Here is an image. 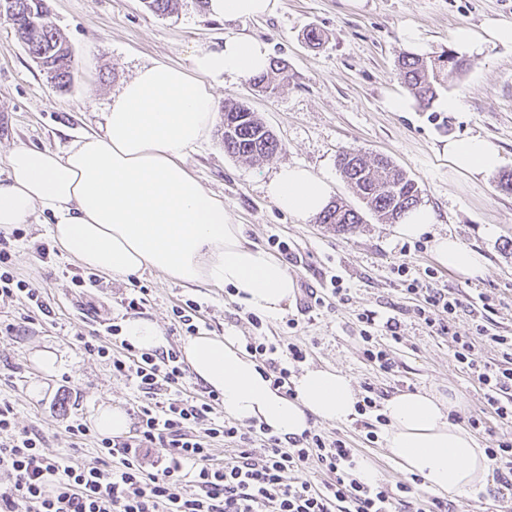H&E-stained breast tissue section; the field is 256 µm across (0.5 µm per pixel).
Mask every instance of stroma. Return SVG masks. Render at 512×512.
Here are the masks:
<instances>
[{"label":"stroma","mask_w":512,"mask_h":512,"mask_svg":"<svg viewBox=\"0 0 512 512\" xmlns=\"http://www.w3.org/2000/svg\"><path fill=\"white\" fill-rule=\"evenodd\" d=\"M50 19L66 38L76 63L71 86L51 87L45 72L0 19V178L5 158L16 146L66 150L74 138L97 128L112 92L151 60L191 68L200 50L223 47L224 37L240 31L264 40L269 56L288 66V78L274 93L256 91L246 80L216 86V103L232 96L263 118L283 148L272 157L246 162L229 156L218 132L186 159V167L202 185L224 202L235 220L244 224L250 240L267 245L270 236L288 243L286 265L299 288L285 314L264 318L254 328L248 309L227 291L200 288L173 280L154 270L137 279H101L98 286L79 290L70 278L79 264L52 250L40 261L35 248L51 244L50 218L40 215L26 228L14 249L15 274L42 289L50 315L28 312L22 300L0 303V324L15 332H0V402L13 405L20 425L37 424L49 456L67 455L81 465L94 463L96 439L80 448L70 446L67 419L92 420L99 407L133 411L135 385L113 375L109 363L88 357L73 343L76 331L104 329L121 315L120 301L134 284L149 288L143 317L157 322L170 345H180L184 330L175 328L172 308L186 300L200 307L199 329L213 336L232 333L248 339L255 333L292 342L305 349L304 363L291 364L293 374L304 367L330 366L348 374L356 390L373 386L380 398L398 392L432 389L458 398V424L481 416L486 398L454 356L451 338L429 334L418 323L417 296L402 289L396 273L408 263L411 276L437 268L439 281L464 303L477 293L490 296L494 333L512 336V193L501 191L497 174L473 182L452 183L448 167L437 156L442 140L451 135L480 134L502 149L504 170L512 171V49L486 47L461 72L443 71L439 94H455L463 111L448 113L435 106H413L392 112L385 105L391 92L401 90L398 59L405 52L399 28L416 25L426 38L430 56L451 49V31L458 25L480 27L487 19L512 17V0H279L273 16L245 22L210 17L193 0H180L174 13L157 16L141 0H45ZM324 35L320 47L304 40L308 28ZM357 147L383 154L416 180L423 204L437 209L440 222L433 233L448 234L480 249L488 274L478 282L462 280L438 267L430 247L408 249L395 227L372 215L348 233L316 219L299 220L277 209L263 191L280 165L301 164L325 179L332 198L362 209L343 182L336 156ZM347 290L346 300L328 292L331 275ZM322 290L323 306L308 308L303 289ZM373 310L401 323V341L380 337L398 362L396 373L381 371L366 360L356 331L359 313ZM295 327H288V320ZM38 351L55 357L53 371L34 360ZM364 416L345 423H320V430L345 440L356 456L369 457L380 482L393 485L408 476L386 456L383 440L365 439Z\"/></svg>","instance_id":"35a3bbf8"}]
</instances>
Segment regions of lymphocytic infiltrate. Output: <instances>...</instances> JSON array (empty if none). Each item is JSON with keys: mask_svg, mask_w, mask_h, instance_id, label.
Returning <instances> with one entry per match:
<instances>
[{"mask_svg": "<svg viewBox=\"0 0 512 512\" xmlns=\"http://www.w3.org/2000/svg\"><path fill=\"white\" fill-rule=\"evenodd\" d=\"M24 236L20 228L0 232V302L22 296L29 308L46 315L50 307L41 291L11 268L13 244ZM396 272L405 279L406 293L422 299L416 318L430 334L452 339L457 361L485 393L490 416L511 425L512 336L492 333L482 323L460 330L462 303L440 287L433 269L413 278L403 262ZM400 328L398 319L372 310L357 316L366 359L387 373L396 362L377 336L400 341ZM480 336L498 347V360L481 359L475 345ZM74 340L89 356L109 361L113 374L136 383L142 399L134 433L99 439L95 465H68L45 453L41 429L19 426L13 406L1 402L0 474L9 483L0 487V512H450L447 501L420 492V477L393 486L351 479L354 450L343 439L315 429L285 439L256 422L226 419L219 393L192 383L178 348L140 350L123 338L115 321L104 337L79 333ZM246 349L274 388L293 395L289 365L305 359L302 348L257 335ZM220 442L230 448L229 457H216ZM312 458L323 481L294 480Z\"/></svg>", "mask_w": 512, "mask_h": 512, "instance_id": "f902f5d3", "label": "lymphocytic infiltrate"}]
</instances>
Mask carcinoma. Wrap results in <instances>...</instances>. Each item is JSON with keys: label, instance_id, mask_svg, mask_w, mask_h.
I'll return each instance as SVG.
<instances>
[{"label": "carcinoma", "instance_id": "carcinoma-1", "mask_svg": "<svg viewBox=\"0 0 512 512\" xmlns=\"http://www.w3.org/2000/svg\"><path fill=\"white\" fill-rule=\"evenodd\" d=\"M147 10L156 15L173 11L177 0H143ZM12 25L17 38L26 46L30 56L41 61L53 88L63 91L71 84L75 61L66 39L48 17L44 0H14V8L0 12ZM464 60L453 52H445L435 59L404 54L398 69L402 83L415 101L429 105L436 97L438 73L460 70ZM285 67L271 61L269 69L250 83L258 91L272 92L277 87V77ZM224 152L232 157H271L282 149L265 121L246 105L233 98L224 100ZM339 172L352 192L365 201L369 211L383 223H394L401 215L420 202V189L414 179L398 169L385 156H366L361 150L349 148L337 160ZM321 224L334 226L336 232L345 233L357 224L364 223L363 216L343 201L332 202L318 216Z\"/></svg>", "mask_w": 512, "mask_h": 512}]
</instances>
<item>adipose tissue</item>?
Wrapping results in <instances>:
<instances>
[{
	"label": "adipose tissue",
	"mask_w": 512,
	"mask_h": 512,
	"mask_svg": "<svg viewBox=\"0 0 512 512\" xmlns=\"http://www.w3.org/2000/svg\"><path fill=\"white\" fill-rule=\"evenodd\" d=\"M277 3L208 0V9L227 21H247L274 14ZM451 40L470 56L489 45L512 46V18L457 26ZM268 67L266 44L246 34L195 54L188 70L158 60L141 65L112 94L99 130L75 138L65 153L23 145L9 151L0 230L47 213L56 247L95 273L129 277L150 268L199 287L232 288L251 310L279 317L296 290L285 263L249 240L223 200L185 166L214 125L213 86ZM438 154L452 181L483 177L502 164L500 147L479 134L448 139ZM264 192L282 211L305 219L325 210L330 187L305 166L284 165ZM432 249L441 266L462 278L488 272L484 254L454 236L434 237ZM181 352L195 378L220 393L225 416L263 423L280 437L356 414L357 392L340 369H305L290 398L272 388L237 336H189ZM456 407L451 397L418 390L392 395L382 408L388 455L403 472L421 477L426 490L447 498L483 488L491 476L484 449L452 421Z\"/></svg>",
	"instance_id": "ef3b65f1"
}]
</instances>
